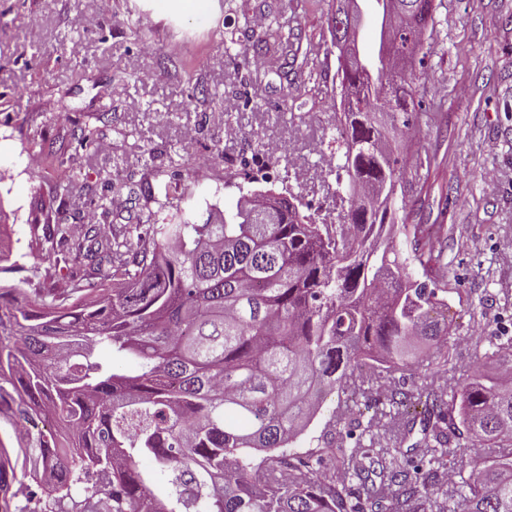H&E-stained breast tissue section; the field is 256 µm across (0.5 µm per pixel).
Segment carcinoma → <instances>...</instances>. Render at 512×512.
Listing matches in <instances>:
<instances>
[{
    "instance_id": "carcinoma-1",
    "label": "carcinoma",
    "mask_w": 512,
    "mask_h": 512,
    "mask_svg": "<svg viewBox=\"0 0 512 512\" xmlns=\"http://www.w3.org/2000/svg\"><path fill=\"white\" fill-rule=\"evenodd\" d=\"M408 2L420 33L434 0ZM269 36L288 60L293 32ZM341 84L364 97L343 107L337 169L389 197L399 158L369 148L381 136L370 96L389 91L391 124L408 128L416 77L385 89L364 68ZM262 195L271 221L210 212L108 235L110 206L81 237L45 212L35 241L55 265L84 269L63 288L44 286L50 267L26 280L32 291L17 287L0 252V512H91L93 499L111 512H450L458 498L463 512H512V336L457 389L394 378L414 343L441 348L438 371L453 364L448 322L436 316L447 289L431 267L443 226L404 225L418 281L396 249L375 247L394 227L386 202L363 204L351 224H317L293 198ZM367 380L388 386L392 405L424 398L421 412L397 415L393 447H363L376 418L350 412L323 438L333 469L290 464L283 449L324 392L342 397ZM142 458L156 468L140 469Z\"/></svg>"
}]
</instances>
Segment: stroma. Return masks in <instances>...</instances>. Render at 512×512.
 Masks as SVG:
<instances>
[{
  "label": "stroma",
  "instance_id": "obj_1",
  "mask_svg": "<svg viewBox=\"0 0 512 512\" xmlns=\"http://www.w3.org/2000/svg\"><path fill=\"white\" fill-rule=\"evenodd\" d=\"M434 6L391 211L399 225L445 228L441 313L463 341L462 366L479 357L476 342L512 336V0ZM331 8V0H0V222L8 226L0 245L15 266L11 281L46 266L32 231L42 208L82 233L88 201L57 189L69 173L92 196L118 195L123 220L136 214L124 177H148V209L157 223L175 224L234 212L244 186L236 157L245 143H275L264 155L274 178L258 188L294 193L318 222H346L328 173L345 151ZM256 16L295 28L291 72L232 63L231 52L263 39ZM201 85L210 91L203 101L192 97ZM228 122L237 137H225ZM84 125L108 151L77 148L71 130ZM45 141L64 161L50 174L30 164ZM147 148L158 151L149 170ZM176 167L183 178L173 198Z\"/></svg>",
  "mask_w": 512,
  "mask_h": 512
}]
</instances>
